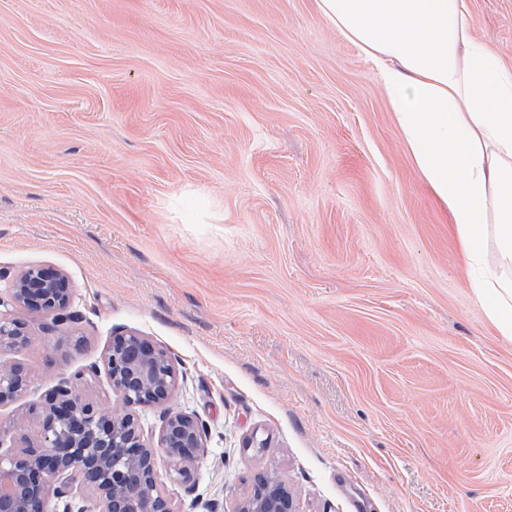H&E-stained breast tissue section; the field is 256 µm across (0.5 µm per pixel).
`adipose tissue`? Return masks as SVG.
Instances as JSON below:
<instances>
[{
    "mask_svg": "<svg viewBox=\"0 0 512 512\" xmlns=\"http://www.w3.org/2000/svg\"><path fill=\"white\" fill-rule=\"evenodd\" d=\"M379 71L415 168L447 213L475 298L512 338V71L467 0H315Z\"/></svg>",
    "mask_w": 512,
    "mask_h": 512,
    "instance_id": "obj_1",
    "label": "adipose tissue"
}]
</instances>
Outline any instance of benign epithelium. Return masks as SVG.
Listing matches in <instances>:
<instances>
[{"mask_svg":"<svg viewBox=\"0 0 512 512\" xmlns=\"http://www.w3.org/2000/svg\"><path fill=\"white\" fill-rule=\"evenodd\" d=\"M14 305L53 315L60 326L74 318L67 275L29 267L12 280L0 306ZM29 323L0 313V352L27 346ZM112 391L127 406L165 402L174 386L171 357L135 334L112 337L102 358ZM79 371L46 395L37 412L39 436L25 425L0 418V478L12 489L0 493V512H50V499H67L63 512H88L80 504L92 496L95 512H180L157 484L165 460L174 480L189 484L204 456L205 428L193 417L168 412L157 444L145 442L137 417L109 412L80 391ZM28 388L21 365L0 368V405L15 402ZM235 512H295L287 489L252 493Z\"/></svg>","mask_w":512,"mask_h":512,"instance_id":"obj_1","label":"benign epithelium"}]
</instances>
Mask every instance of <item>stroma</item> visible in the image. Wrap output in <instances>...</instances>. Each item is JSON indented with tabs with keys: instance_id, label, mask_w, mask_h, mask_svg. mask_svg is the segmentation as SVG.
<instances>
[{
	"instance_id": "35a3bbf8",
	"label": "stroma",
	"mask_w": 512,
	"mask_h": 512,
	"mask_svg": "<svg viewBox=\"0 0 512 512\" xmlns=\"http://www.w3.org/2000/svg\"><path fill=\"white\" fill-rule=\"evenodd\" d=\"M512 70V0H468ZM67 273L26 314L25 414L76 371L124 411L112 336L167 351L157 441L206 428L181 512L260 472L298 512H512V339L468 286L374 66L313 0H0V275Z\"/></svg>"
}]
</instances>
